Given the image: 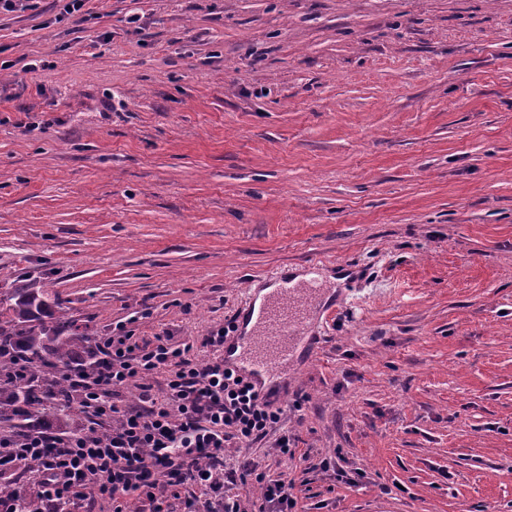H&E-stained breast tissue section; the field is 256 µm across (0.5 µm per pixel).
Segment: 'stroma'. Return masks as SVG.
Here are the masks:
<instances>
[{
    "instance_id": "1",
    "label": "stroma",
    "mask_w": 512,
    "mask_h": 512,
    "mask_svg": "<svg viewBox=\"0 0 512 512\" xmlns=\"http://www.w3.org/2000/svg\"><path fill=\"white\" fill-rule=\"evenodd\" d=\"M61 9L0 13V284L179 344L349 264L287 369L296 512H512V0Z\"/></svg>"
}]
</instances>
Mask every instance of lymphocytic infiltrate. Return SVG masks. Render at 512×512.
I'll list each match as a JSON object with an SVG mask.
<instances>
[{"instance_id": "1", "label": "lymphocytic infiltrate", "mask_w": 512, "mask_h": 512, "mask_svg": "<svg viewBox=\"0 0 512 512\" xmlns=\"http://www.w3.org/2000/svg\"><path fill=\"white\" fill-rule=\"evenodd\" d=\"M233 320L200 345L211 356L198 358L193 343L172 344L169 336L146 340L124 324L99 342L102 362L93 374L71 379L93 426L88 431L42 430L22 446L0 437V458L31 467L28 494L43 512L77 500L85 512L109 503L124 512L130 494H137L149 512H168L167 503L181 501L183 512H247L240 491L248 480L261 487L257 512H293L296 500L287 472L270 474L258 463L226 467L224 452L249 448L267 436L281 461L295 459L297 437L282 431L286 410L262 399L253 385L218 357ZM166 383L154 390V375ZM136 387L139 401L120 405L121 389ZM109 424L106 436L94 426Z\"/></svg>"}]
</instances>
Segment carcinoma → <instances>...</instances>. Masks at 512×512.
I'll return each mask as SVG.
<instances>
[{
    "instance_id": "cac0c4a2",
    "label": "carcinoma",
    "mask_w": 512,
    "mask_h": 512,
    "mask_svg": "<svg viewBox=\"0 0 512 512\" xmlns=\"http://www.w3.org/2000/svg\"><path fill=\"white\" fill-rule=\"evenodd\" d=\"M97 342L69 316L56 298L17 278L0 285V433L18 444L40 428L84 427V403L67 379L75 371L98 365ZM27 365L25 378L11 376L17 361ZM14 501L16 512H38L34 502L9 483L0 498Z\"/></svg>"
}]
</instances>
